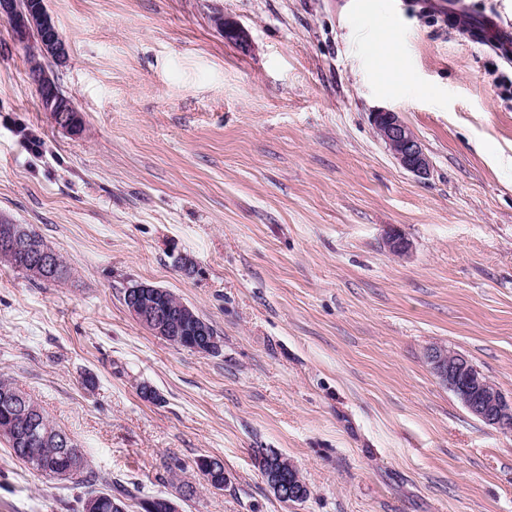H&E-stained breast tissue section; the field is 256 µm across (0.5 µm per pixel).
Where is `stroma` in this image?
Listing matches in <instances>:
<instances>
[{
  "label": "stroma",
  "mask_w": 512,
  "mask_h": 512,
  "mask_svg": "<svg viewBox=\"0 0 512 512\" xmlns=\"http://www.w3.org/2000/svg\"><path fill=\"white\" fill-rule=\"evenodd\" d=\"M45 5L70 45L45 66L84 128L43 111L0 20V218L69 274L0 262V379L141 495L175 494L171 459L221 458L223 490L187 471L183 512H512V432L424 358L461 351L512 397V62L449 31L443 0ZM380 109L429 176L390 156ZM134 282L193 307L221 354L136 322ZM261 448L298 467L305 501L269 490ZM79 496L0 440V512H82ZM370 122L397 164L419 177L428 176L431 169L430 159L399 112L388 109L371 112Z\"/></svg>",
  "instance_id": "obj_1"
}]
</instances>
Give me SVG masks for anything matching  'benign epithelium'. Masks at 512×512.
<instances>
[{"instance_id": "1", "label": "benign epithelium", "mask_w": 512, "mask_h": 512, "mask_svg": "<svg viewBox=\"0 0 512 512\" xmlns=\"http://www.w3.org/2000/svg\"><path fill=\"white\" fill-rule=\"evenodd\" d=\"M0 19L8 23L14 42L28 52L31 60L45 58L58 63L67 60L69 43L56 27L44 0H31L25 6L21 0H0ZM30 77L36 86L43 111L50 114L57 126L80 132L82 117L72 112L68 99L58 93L55 77L38 66L30 71ZM370 122L397 164L419 177L430 173L428 155L399 113L381 109L370 113ZM0 241L26 258V266L34 277L44 279L57 273L53 253L30 246L29 240L13 225L0 226ZM386 247L390 253L403 256L408 253L410 244L401 234L391 230L386 236ZM127 310L138 323L151 327L156 335L163 337L180 333L184 317L190 312L186 305L167 306L161 312L156 303L148 299V294L137 289L129 299ZM425 360L439 381L471 415L499 430L512 431V398H507L497 385L484 376L469 356L435 344L427 348ZM0 398L14 411L15 419L6 430L17 438L20 437L18 424L26 425L41 414L39 406L24 394ZM200 475L209 483L228 479L223 461L216 458L204 459ZM263 479L280 499L288 500L298 494L294 483L284 480L282 468L274 463L269 465Z\"/></svg>"}]
</instances>
